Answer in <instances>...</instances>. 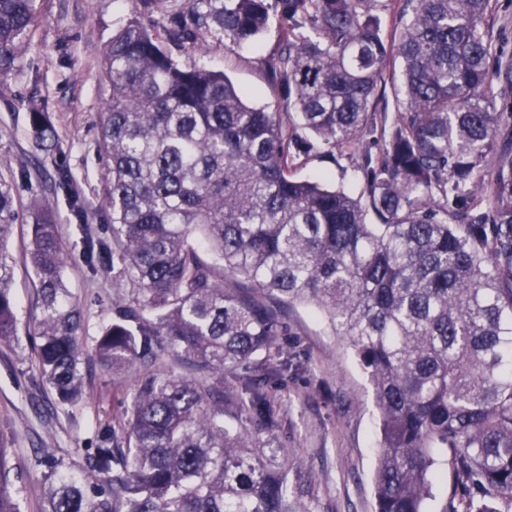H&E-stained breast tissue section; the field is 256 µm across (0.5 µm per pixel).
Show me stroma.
<instances>
[{"label":"stroma","mask_w":512,"mask_h":512,"mask_svg":"<svg viewBox=\"0 0 512 512\" xmlns=\"http://www.w3.org/2000/svg\"><path fill=\"white\" fill-rule=\"evenodd\" d=\"M182 3L35 0L36 25L12 75L0 85V177L12 183L24 217L8 243L15 261L18 336L0 344V457L10 469L19 512H42L51 469L82 479L88 491L100 484L93 454L103 436H126L131 395L152 372L143 363L115 372L97 358L95 340L126 285L111 268L89 266L84 251L88 241L112 240L106 169L97 151L98 114L107 95L101 51L133 18L166 36L182 19ZM284 25L274 9L252 43L210 37L204 52H195L188 41L171 52L181 64L223 70L248 103L279 112L285 93L271 85L268 64ZM490 36L495 63L511 64L512 0H498ZM35 106L50 115L56 134L52 148L38 146L31 134L29 112ZM359 163V151L331 152L314 143L296 157L292 172L358 194L366 181ZM62 170L74 178L82 214H75L68 190L58 181ZM34 201L54 215L69 255L63 272L69 301L84 320L83 394L74 404L60 403L36 360L41 309L25 261L31 231L25 217ZM273 355L280 366L267 393L273 425L262 436L284 449L289 479L307 481L306 512H375L372 476L380 432L367 373L329 320L306 303L281 310Z\"/></svg>","instance_id":"stroma-1"}]
</instances>
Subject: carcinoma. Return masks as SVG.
I'll return each mask as SVG.
<instances>
[{
  "mask_svg": "<svg viewBox=\"0 0 512 512\" xmlns=\"http://www.w3.org/2000/svg\"><path fill=\"white\" fill-rule=\"evenodd\" d=\"M33 2L0 0V84L35 24ZM496 4L406 0L388 42L377 0H185L194 29L234 44L281 9L269 72L288 91L283 112L249 105L222 71L180 64L135 20L113 34L99 113L112 245L90 243L86 258L112 264L129 291L95 353L113 371L173 357L203 377L160 370L139 385L128 436L96 449L95 495L61 475L43 512H302L279 449L224 422V373L243 367L237 409L272 424L264 390L276 368L257 360L274 349L278 311L297 302L350 342L372 385L375 512H426L437 451L454 480L442 512H512V113L494 110ZM307 22L313 38L296 33ZM393 56L404 101L381 128L379 157L362 156L363 193L295 178L303 142L290 111L331 150L359 144ZM30 125L39 143L54 141L42 109ZM31 216L38 363L73 404L83 317L67 301L57 224L39 206ZM15 219L0 179V343L17 336ZM226 274L242 281L226 288ZM0 512H19L1 460Z\"/></svg>",
  "mask_w": 512,
  "mask_h": 512,
  "instance_id": "obj_1",
  "label": "carcinoma"
}]
</instances>
